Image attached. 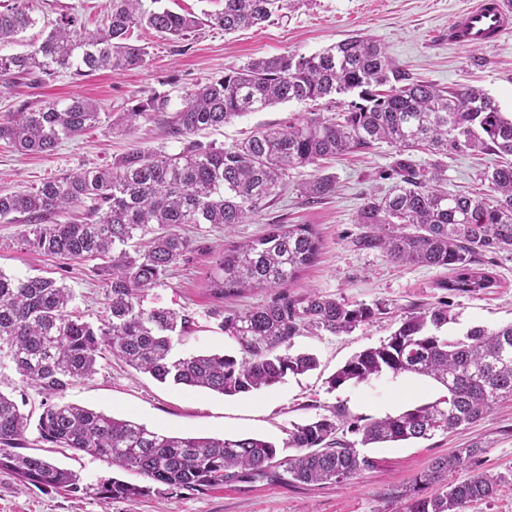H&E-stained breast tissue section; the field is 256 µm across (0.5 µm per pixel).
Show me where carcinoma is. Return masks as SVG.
<instances>
[{"instance_id":"carcinoma-1","label":"carcinoma","mask_w":512,"mask_h":512,"mask_svg":"<svg viewBox=\"0 0 512 512\" xmlns=\"http://www.w3.org/2000/svg\"><path fill=\"white\" fill-rule=\"evenodd\" d=\"M111 2L108 23L96 33L84 32L77 16L63 15L30 51L0 54V86L22 74L38 82L61 70L89 76L136 69L146 52L128 42L135 27L168 40L183 39L203 25L230 32L269 20L289 8L290 0H224L222 11L203 19L163 8L161 0H151L150 7L143 0ZM35 24L30 0L0 4V43ZM391 72L382 46L362 36L310 56L258 58L197 85L170 116L168 96L153 93L131 105L122 123L131 129L162 113L168 134L186 137L282 102L325 100L326 112L258 128L231 149L196 142L171 156L131 153L110 167L66 173L28 192L0 193V218L11 216L27 225L24 238L31 247L49 256L92 261L107 285L108 314L96 328L68 310L72 293L56 279L0 273V356L43 397L34 425L38 441L146 481L114 479L102 490L109 498L135 501L153 484L200 491L244 474L345 486L368 460L356 443L339 437L340 430L361 434L363 446L429 439L453 433L512 399V324L445 336L441 329L453 316L448 305L440 304L407 316L387 340L352 357L328 384L334 389L385 372L414 374L443 385L446 396L363 425H347L335 414L295 426L283 442L294 453L281 459L271 441L167 434L63 401L68 389L96 373L98 360L108 353L161 383L224 396L253 392L317 368L314 355L293 351L301 331L348 334L381 311L378 304H350L313 290L298 298L282 293L224 316L220 326L238 353L176 357L174 340L187 332L190 317L161 307L147 310L141 299L192 250L193 240L180 233L182 225L249 223L282 196L296 167L381 142L445 156L453 151L512 156V116L500 112L484 91L403 84ZM349 93L358 99L336 100ZM100 122L98 105L82 97L39 106L23 102L0 117V142L21 152L48 153ZM403 169L402 184L369 198L357 212L356 223L370 227L367 245L397 262L448 268L450 276L439 287L454 294L497 287L483 258L512 251V163L483 173L490 190L486 197L439 189L437 170ZM335 188L334 178L322 175L303 183L302 192L315 202ZM81 207L82 217L57 221ZM320 248L311 224H271L263 235L219 253L208 278L210 294L222 301L253 289L288 288ZM30 426L31 414L0 392V471L36 488L80 489L75 472L23 453ZM483 453L484 447L474 443L435 458L402 490L406 512H465L472 503L492 499L509 478L477 471ZM454 472L463 476L448 480Z\"/></svg>"}]
</instances>
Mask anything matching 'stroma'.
Listing matches in <instances>:
<instances>
[{
	"mask_svg": "<svg viewBox=\"0 0 512 512\" xmlns=\"http://www.w3.org/2000/svg\"><path fill=\"white\" fill-rule=\"evenodd\" d=\"M110 0H32L38 26L14 42L0 44L1 54L27 51L44 37L42 25L65 14L77 15L87 31L106 26ZM474 0H296L288 16L232 33L200 28L186 39L165 40L153 30L133 29L130 40L144 47L142 67L89 76L65 71L38 84L20 79L0 87V116L22 101L43 102L81 96L100 107L99 125L85 134L62 140L48 154H21L0 144V191H25L47 179L92 167H104L120 157L175 154L189 138L167 134L157 118L140 120L127 129L121 117L135 100L154 92L167 94L178 110L196 85L223 76L253 59L279 54L308 56L353 35L377 40L394 71L408 81H424L457 89L474 86L489 94L501 111L512 113V36L499 46L463 48L448 42V27ZM311 105L283 103L249 112L196 139L231 148L252 130L273 126L293 116H308ZM434 156L403 152L381 143L369 149L325 161L324 174L335 176L336 192L309 202L302 183L319 170L290 171L288 189L250 224L226 230L212 224L188 225L193 250L166 276L147 289L144 308H168L191 316L192 325L175 355L235 350L220 328L214 310L233 314L270 302L277 289L255 290L243 297L216 301L205 282L222 249L262 234L272 224H310L321 240L317 260L288 288L291 296L315 290L349 303L380 305L382 314L353 333L326 332L296 337L295 347L313 353L318 369L287 376L282 382L251 393L224 396L210 391L161 384L113 357L101 359L97 373L69 389L66 401L106 415L131 419L148 428L173 434L209 437H261L283 442L293 425L341 414L350 423L365 424L430 404L445 393L434 380L385 373L360 384L329 389L326 380L356 353L375 347L390 336L409 313L447 303L454 320L445 334L460 336L472 327L495 329L512 323V252L490 256L488 267L495 288L477 294H453L441 288L448 271L391 261L377 248L364 246L366 230L355 221L371 196H382L398 185L393 169L409 164L430 166ZM489 152L452 153L445 157L447 188L452 192L488 193L481 172L501 164ZM24 225L0 219V272L9 276H48L71 288V308L85 321L99 324L107 307L108 288L88 262L44 256L23 240ZM485 452L481 470L512 471V400H503L474 424L428 440L382 444L362 449L370 464L343 487L331 484L284 483L243 476L203 491H175L154 485L139 502L103 498L100 488L112 479L134 476L107 463L54 448L51 458L79 472L80 489L68 492L20 483L0 471V512H403L405 500L396 492L408 486L435 457L471 443Z\"/></svg>",
	"mask_w": 512,
	"mask_h": 512,
	"instance_id": "35a3bbf8",
	"label": "stroma"
}]
</instances>
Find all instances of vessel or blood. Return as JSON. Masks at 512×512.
Here are the masks:
<instances>
[{
    "instance_id": "1",
    "label": "vessel or blood",
    "mask_w": 512,
    "mask_h": 512,
    "mask_svg": "<svg viewBox=\"0 0 512 512\" xmlns=\"http://www.w3.org/2000/svg\"><path fill=\"white\" fill-rule=\"evenodd\" d=\"M512 34V11L502 0H475L448 29V39L461 47L494 46Z\"/></svg>"
}]
</instances>
